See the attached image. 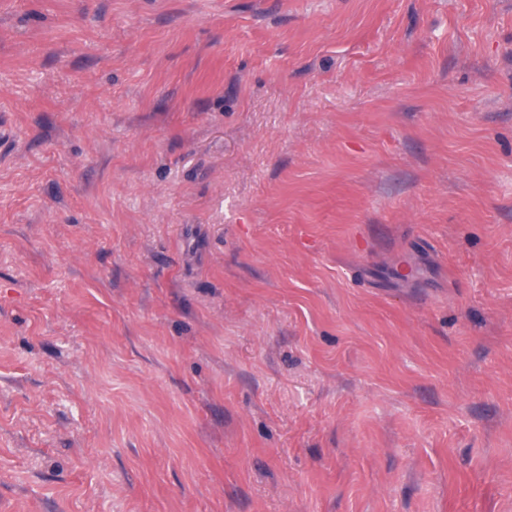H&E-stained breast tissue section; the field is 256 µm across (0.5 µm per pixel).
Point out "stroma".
<instances>
[{
	"instance_id": "1",
	"label": "stroma",
	"mask_w": 512,
	"mask_h": 512,
	"mask_svg": "<svg viewBox=\"0 0 512 512\" xmlns=\"http://www.w3.org/2000/svg\"><path fill=\"white\" fill-rule=\"evenodd\" d=\"M0 512H512V0H0Z\"/></svg>"
}]
</instances>
